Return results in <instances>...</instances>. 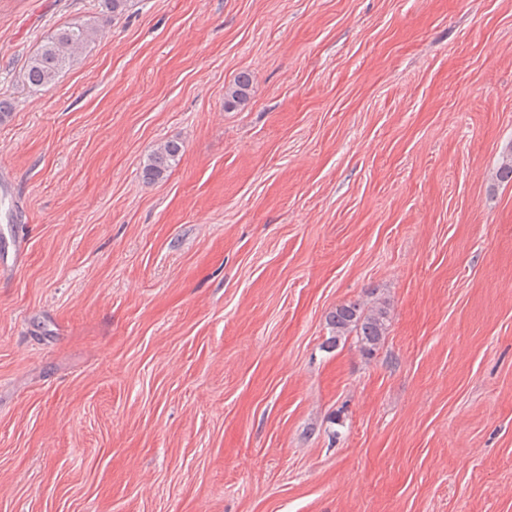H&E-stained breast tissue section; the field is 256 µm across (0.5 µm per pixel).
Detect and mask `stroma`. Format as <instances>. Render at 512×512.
<instances>
[{
  "label": "stroma",
  "instance_id": "obj_1",
  "mask_svg": "<svg viewBox=\"0 0 512 512\" xmlns=\"http://www.w3.org/2000/svg\"><path fill=\"white\" fill-rule=\"evenodd\" d=\"M0 101V512H512V0H0ZM97 27L89 22L62 26L32 54L25 66L24 79L33 87L55 84L59 74L73 65L91 42ZM250 77L246 72L240 73L224 94V107L231 110L243 105L250 97ZM183 146L170 140L157 145L151 150L147 163L143 167L145 179L156 182L167 178L181 161ZM389 308L386 301L342 304L328 315L329 343L336 346L340 339L354 334L361 351L372 355L384 343L388 334Z\"/></svg>",
  "mask_w": 512,
  "mask_h": 512
}]
</instances>
